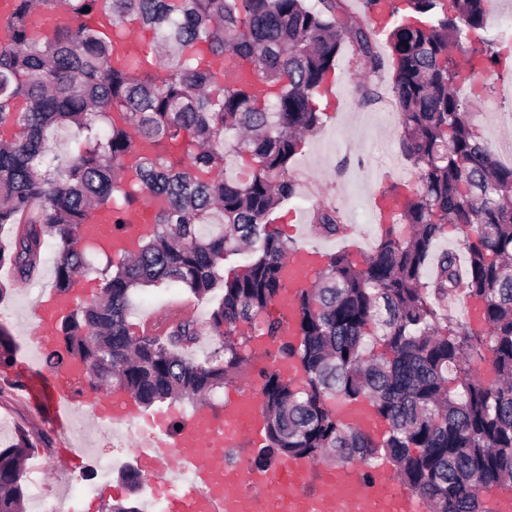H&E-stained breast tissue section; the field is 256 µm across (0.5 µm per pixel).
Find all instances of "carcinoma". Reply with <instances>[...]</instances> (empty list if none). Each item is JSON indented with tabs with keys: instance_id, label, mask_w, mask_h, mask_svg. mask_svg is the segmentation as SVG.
Wrapping results in <instances>:
<instances>
[{
	"instance_id": "1",
	"label": "carcinoma",
	"mask_w": 512,
	"mask_h": 512,
	"mask_svg": "<svg viewBox=\"0 0 512 512\" xmlns=\"http://www.w3.org/2000/svg\"><path fill=\"white\" fill-rule=\"evenodd\" d=\"M14 0L11 40L0 43V265L28 280L42 248L58 246L54 288L68 293L90 259L106 261L99 296L76 304L57 326L50 351L60 366L83 364L93 389L110 385L149 408L218 390L247 364L238 327L247 322L279 363H297L293 381L260 366L266 445L255 460L331 457L367 469L383 457L430 512H489L512 485V165L496 160L456 85L492 68L496 54L474 47L461 68L449 54L461 30L483 29L488 0H404L408 14L389 32L392 90L400 139L420 189L404 197L408 232L390 226L363 265L339 251L295 296L297 338L265 316L286 289L285 260L298 250L269 228L268 216L292 198L290 163L320 127L314 91L344 43L374 70L375 29L350 19L343 0ZM65 4L104 17L49 35L32 19ZM153 29L155 43L127 57L126 24ZM238 77L224 84V71ZM74 127L82 150L52 154L54 132ZM247 155L246 182L223 178L225 158ZM150 231L128 252L79 237L95 213L121 228L146 199ZM317 231L342 236L337 209L319 208ZM453 228V251L422 275L432 246ZM253 256L224 276V255ZM176 283L212 305L209 329L220 346L203 362L181 355L200 335L195 320L162 334L134 336L130 296ZM479 308L481 324L443 317L435 302L458 293ZM491 378L473 372L484 346ZM368 399L386 424L380 438L340 422L336 401ZM28 437L0 448V512H20Z\"/></svg>"
}]
</instances>
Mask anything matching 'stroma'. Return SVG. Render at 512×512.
I'll return each mask as SVG.
<instances>
[{
  "instance_id": "obj_1",
  "label": "stroma",
  "mask_w": 512,
  "mask_h": 512,
  "mask_svg": "<svg viewBox=\"0 0 512 512\" xmlns=\"http://www.w3.org/2000/svg\"><path fill=\"white\" fill-rule=\"evenodd\" d=\"M482 35L496 53L497 63L492 70L473 74L470 81L459 85L458 91L466 99L488 147L503 163L512 151V121L503 119L501 112L512 108V101L501 98L498 87L512 81V0H491ZM374 44L384 62L375 72L357 61L350 47L342 48L330 78L335 85L333 95L318 93L313 97L322 117L320 128L306 139L291 162L296 193L270 216L272 225L293 243L318 247L328 253L345 250L359 261L372 253L381 234L379 196L394 183L403 185L408 194L419 186L401 147L399 108L392 91L393 68L386 32L377 31ZM364 82L377 90L376 100L363 101L360 85ZM325 204L339 208L349 227L346 236L329 238L316 231L312 215ZM57 256L55 243H48L35 274L23 283L15 280L10 268L0 269V283L8 288L7 296L0 301V327L10 334L17 347L12 367L0 368V417L10 420L7 428H0V442H12L17 429L27 431L25 482L40 483L42 494L38 500L25 495L23 510L43 512V504L56 502L66 486L87 478L91 490L84 497L70 499L72 512H101L103 504L118 501L138 502L142 512H148L147 492L129 493L118 477L121 464L137 457L134 442L138 432L127 434L123 447L116 448L107 442L112 432L108 426L98 429L87 422L78 433L54 430L42 408L28 402L22 389L28 379L21 371L22 366H30L43 375L48 372L47 353L34 351L33 302L43 288L52 285ZM174 311L196 319L203 326L208 322L211 306L175 283L141 288L131 297L130 329L141 334L148 330L152 319ZM78 442L102 450L107 460L104 476L92 479L87 470L70 473L53 465L57 448Z\"/></svg>"
}]
</instances>
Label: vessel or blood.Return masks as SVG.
<instances>
[{
  "label": "vessel or blood",
  "instance_id": "1",
  "mask_svg": "<svg viewBox=\"0 0 512 512\" xmlns=\"http://www.w3.org/2000/svg\"><path fill=\"white\" fill-rule=\"evenodd\" d=\"M151 215L138 211L125 232H118L102 218L81 225L82 235H94L111 248L137 234ZM313 254L300 250L286 263L292 290L308 285ZM77 301L76 295L48 290L34 302L36 345L52 348L56 323ZM84 368L71 362L50 378L46 396L49 415L56 425L67 426L74 407H81L101 425L138 422L142 413L128 395L93 390L76 393L74 382ZM344 421L356 429L378 433L380 421L364 406L342 408ZM139 449L146 486L153 493L167 492L166 512H429L425 500L409 492L393 475L387 461L369 470L352 464L324 468L304 457L281 458L274 467H251L243 475L229 472L225 449L264 442L260 390L237 389L224 400L220 415L198 409L193 415L161 416Z\"/></svg>",
  "mask_w": 512,
  "mask_h": 512
}]
</instances>
